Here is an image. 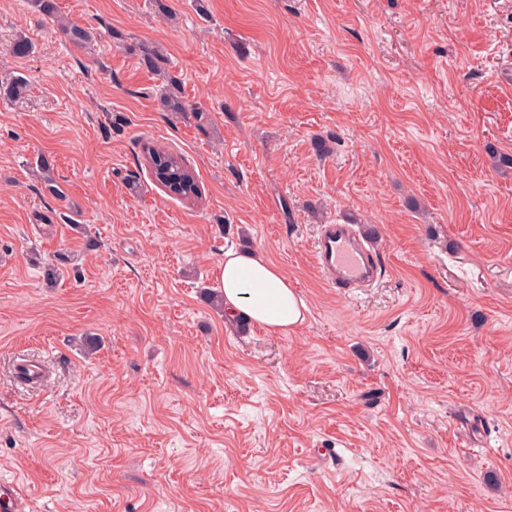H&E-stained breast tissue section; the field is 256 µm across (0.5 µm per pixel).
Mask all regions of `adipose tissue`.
I'll return each mask as SVG.
<instances>
[{
    "instance_id": "obj_1",
    "label": "adipose tissue",
    "mask_w": 512,
    "mask_h": 512,
    "mask_svg": "<svg viewBox=\"0 0 512 512\" xmlns=\"http://www.w3.org/2000/svg\"><path fill=\"white\" fill-rule=\"evenodd\" d=\"M219 288L227 318L244 315L275 334L288 333L304 320V300L262 253L226 252Z\"/></svg>"
}]
</instances>
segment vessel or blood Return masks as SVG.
<instances>
[{
  "mask_svg": "<svg viewBox=\"0 0 512 512\" xmlns=\"http://www.w3.org/2000/svg\"><path fill=\"white\" fill-rule=\"evenodd\" d=\"M313 256L325 280L343 291L372 285L379 277V268L362 236L350 224L323 225Z\"/></svg>",
  "mask_w": 512,
  "mask_h": 512,
  "instance_id": "obj_1",
  "label": "vessel or blood"
}]
</instances>
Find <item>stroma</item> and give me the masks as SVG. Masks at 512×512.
I'll return each instance as SVG.
<instances>
[{
    "label": "stroma",
    "instance_id": "35a3bbf8",
    "mask_svg": "<svg viewBox=\"0 0 512 512\" xmlns=\"http://www.w3.org/2000/svg\"><path fill=\"white\" fill-rule=\"evenodd\" d=\"M56 6L0 0V74L28 83L0 99V481L21 512H512V170L491 158L512 154V0ZM171 77L190 113L162 107ZM147 143L199 200L153 181ZM352 219L381 275L347 294L312 244ZM232 247L287 275L302 324L204 299ZM23 359L46 381L17 382ZM145 155L153 180L166 194L181 200L200 197L196 174L181 154L151 145Z\"/></svg>",
    "mask_w": 512,
    "mask_h": 512
}]
</instances>
